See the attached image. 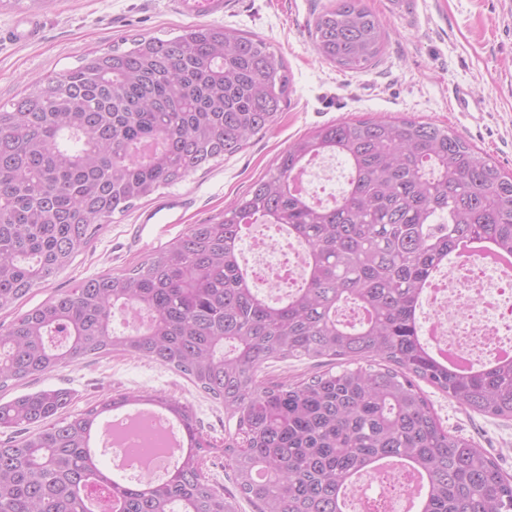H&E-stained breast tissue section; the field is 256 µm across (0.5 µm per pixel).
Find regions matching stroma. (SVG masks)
Returning <instances> with one entry per match:
<instances>
[{
	"instance_id": "1",
	"label": "stroma",
	"mask_w": 512,
	"mask_h": 512,
	"mask_svg": "<svg viewBox=\"0 0 512 512\" xmlns=\"http://www.w3.org/2000/svg\"><path fill=\"white\" fill-rule=\"evenodd\" d=\"M333 2L230 0L221 25L265 40L288 67V103L277 124L224 161L114 214L64 272L33 290L24 309L85 279L131 268L188 225L222 215L289 144L340 119L405 117L446 127L512 173V9L502 0H364L389 38L368 69L352 72L323 60L312 44L314 20ZM30 15L40 17L41 37L31 44L14 42V21ZM191 24L171 0H0V104L17 100L34 80L78 66L88 52H105L141 35L171 38ZM459 87L472 91L482 109L457 111L452 93ZM169 196L190 203L180 223H144ZM46 387L68 390L74 412L124 393L160 392L188 402L212 444L203 472L212 484L231 488L224 468L223 407L167 367L114 352L9 387L0 399ZM422 390L446 430L475 441L512 475V420L468 412L430 385Z\"/></svg>"
}]
</instances>
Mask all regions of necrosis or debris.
<instances>
[{
  "instance_id": "4bbe7bcc",
  "label": "necrosis or debris",
  "mask_w": 512,
  "mask_h": 512,
  "mask_svg": "<svg viewBox=\"0 0 512 512\" xmlns=\"http://www.w3.org/2000/svg\"><path fill=\"white\" fill-rule=\"evenodd\" d=\"M252 284L293 290L302 283L308 251L296 240L281 241L263 229L248 243ZM512 285V268L494 267L488 257L475 255L452 262L435 275L427 289L426 333L432 349L469 365L512 355V296L503 297L494 281ZM407 472L384 479L369 477L351 495V512H409L404 487Z\"/></svg>"
}]
</instances>
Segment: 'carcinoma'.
Masks as SVG:
<instances>
[{"label":"carcinoma","mask_w":512,"mask_h":512,"mask_svg":"<svg viewBox=\"0 0 512 512\" xmlns=\"http://www.w3.org/2000/svg\"><path fill=\"white\" fill-rule=\"evenodd\" d=\"M312 36L320 57L354 71L389 33L363 0H336ZM287 97L285 62L267 42L208 24L92 51L0 105V311L65 270L114 213L270 130ZM319 155L350 166L330 206L291 187ZM252 218L308 249L302 285L282 300L262 297L239 263ZM468 240L512 254V174L454 131L349 119L295 140L222 216L0 328V390L110 352L188 378L224 405L234 491L201 472L207 441L189 403L119 394L72 413L70 392L47 388L0 402V428L14 433L0 441V512H236L240 498L254 512H345L353 478L385 459L422 475L418 512H512V478L445 430L418 385L512 420V359L455 370L419 333L423 291ZM346 305L362 317L343 321ZM116 309L146 320L117 332ZM289 359L320 370L263 378ZM141 403L179 422L188 452L165 480L115 482L92 435L104 415Z\"/></svg>","instance_id":"1"}]
</instances>
